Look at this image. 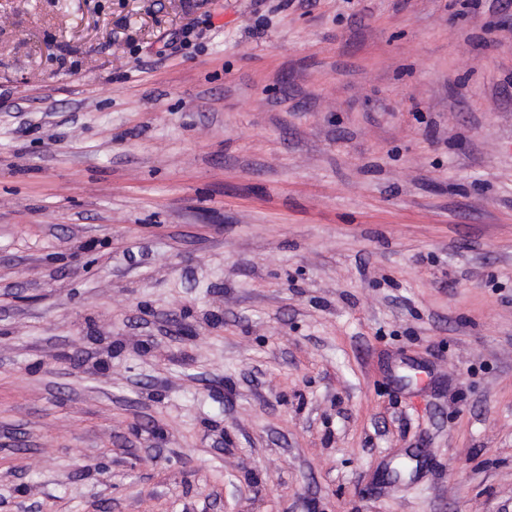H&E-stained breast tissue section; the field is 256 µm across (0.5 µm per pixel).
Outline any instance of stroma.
<instances>
[{
	"mask_svg": "<svg viewBox=\"0 0 512 512\" xmlns=\"http://www.w3.org/2000/svg\"><path fill=\"white\" fill-rule=\"evenodd\" d=\"M4 90L0 512H512L496 0H0Z\"/></svg>",
	"mask_w": 512,
	"mask_h": 512,
	"instance_id": "stroma-1",
	"label": "stroma"
}]
</instances>
